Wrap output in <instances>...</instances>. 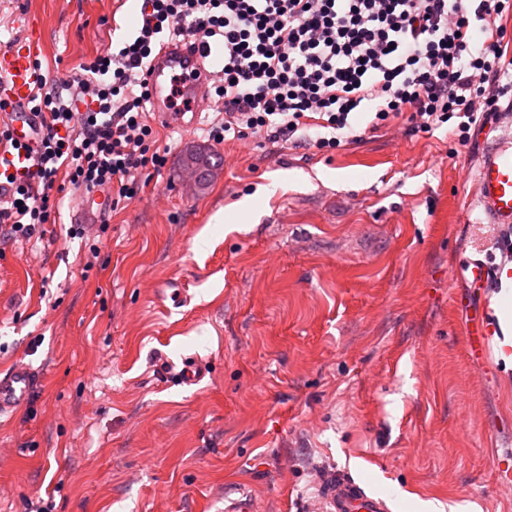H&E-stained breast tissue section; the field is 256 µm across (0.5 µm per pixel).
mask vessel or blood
<instances>
[{"instance_id":"b4317fda","label":"vessel or blood","mask_w":512,"mask_h":512,"mask_svg":"<svg viewBox=\"0 0 512 512\" xmlns=\"http://www.w3.org/2000/svg\"><path fill=\"white\" fill-rule=\"evenodd\" d=\"M41 35L28 26L25 37L0 52V66L10 74V82L0 95L10 105L0 112L14 139L33 145L40 118L30 108L39 81L36 66ZM213 74L202 63L199 53L185 43L174 41L160 46L149 63L151 111L155 118L171 127H194L197 105L203 99V86ZM473 207L483 223L498 228L512 227V131L499 130L478 158L474 172ZM468 276L477 298H489L488 285L494 275L491 265L480 259L467 262ZM499 333L488 310L478 312L476 321L465 327L466 351L474 362H487L492 339ZM165 376L180 384L192 385L203 379L207 366L195 358L184 360L182 368L165 366ZM37 384V374L29 365L19 364L0 375V415L22 405ZM308 512H391L388 499L371 493L363 483L341 472L320 474L318 494L307 505Z\"/></svg>"}]
</instances>
